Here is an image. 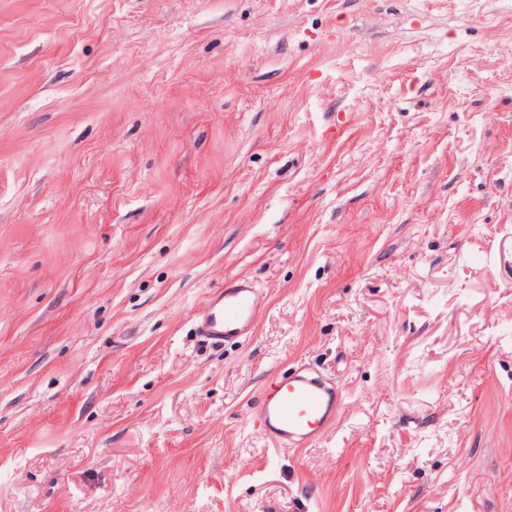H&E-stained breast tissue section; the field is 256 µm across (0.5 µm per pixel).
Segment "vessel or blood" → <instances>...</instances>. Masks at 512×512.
Wrapping results in <instances>:
<instances>
[{
	"mask_svg": "<svg viewBox=\"0 0 512 512\" xmlns=\"http://www.w3.org/2000/svg\"><path fill=\"white\" fill-rule=\"evenodd\" d=\"M259 305L251 279L229 278L212 292L198 332L216 345L251 335ZM341 403L340 388L303 369L272 376L259 405L263 430L279 448L309 445L335 423Z\"/></svg>",
	"mask_w": 512,
	"mask_h": 512,
	"instance_id": "b4317fda",
	"label": "vessel or blood"
}]
</instances>
